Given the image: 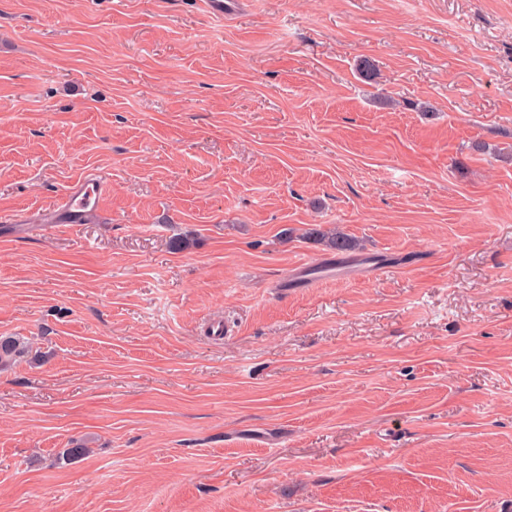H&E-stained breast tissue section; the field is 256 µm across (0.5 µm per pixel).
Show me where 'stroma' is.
<instances>
[{"mask_svg":"<svg viewBox=\"0 0 512 512\" xmlns=\"http://www.w3.org/2000/svg\"><path fill=\"white\" fill-rule=\"evenodd\" d=\"M1 214L0 512H512V0H0ZM105 182L93 176H86L73 185L64 197L58 210L45 219L46 224H79L94 210L104 193Z\"/></svg>","mask_w":512,"mask_h":512,"instance_id":"obj_1","label":"stroma"}]
</instances>
